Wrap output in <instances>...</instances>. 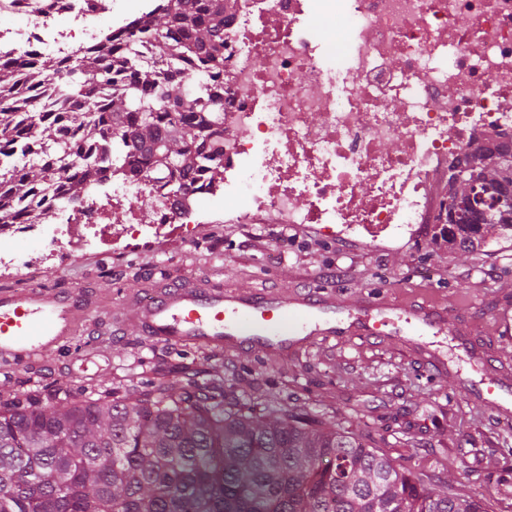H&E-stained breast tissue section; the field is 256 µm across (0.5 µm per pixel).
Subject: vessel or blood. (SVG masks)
Returning <instances> with one entry per match:
<instances>
[{"label":"vessel or blood","mask_w":512,"mask_h":512,"mask_svg":"<svg viewBox=\"0 0 512 512\" xmlns=\"http://www.w3.org/2000/svg\"><path fill=\"white\" fill-rule=\"evenodd\" d=\"M390 301L368 296L358 305L336 302L324 290L289 294L220 286L184 284L154 290L136 301L129 313L143 335L173 347H209L240 352L260 351L277 358L297 346L364 331L379 333L389 320ZM89 311L86 295L39 286L0 289V360L23 363L59 350ZM405 322L419 330L453 335L457 329L447 310L414 305L400 310ZM474 395L503 416L501 404L512 394V380L499 379L493 389L473 387Z\"/></svg>","instance_id":"1"}]
</instances>
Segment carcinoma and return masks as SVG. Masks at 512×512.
<instances>
[{
  "mask_svg": "<svg viewBox=\"0 0 512 512\" xmlns=\"http://www.w3.org/2000/svg\"><path fill=\"white\" fill-rule=\"evenodd\" d=\"M230 0H160L152 17L67 64L40 56L26 84L0 62V228L65 177L78 204L104 152L151 154L174 196L224 158V27ZM49 95L35 100L31 91ZM470 183L448 174L435 238L481 246L478 223L512 236V141L466 145ZM0 512H488L395 464L361 434L310 426L258 399L227 401L198 374L178 391L134 384L63 406L0 403Z\"/></svg>",
  "mask_w": 512,
  "mask_h": 512,
  "instance_id": "carcinoma-1",
  "label": "carcinoma"
}]
</instances>
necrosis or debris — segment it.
<instances>
[{"label": "necrosis or debris", "instance_id": "1", "mask_svg": "<svg viewBox=\"0 0 512 512\" xmlns=\"http://www.w3.org/2000/svg\"><path fill=\"white\" fill-rule=\"evenodd\" d=\"M153 6L0 0V14L28 17L25 27H0V58L74 60ZM230 14L216 180L176 202L105 167L81 206L60 192L45 205V223L5 227L38 237L42 249L36 259L0 250V273L32 279L38 263L111 244L112 204L138 233L192 223L221 194L249 196V208L230 214L237 223L268 212L328 236L411 234L433 223L434 192L466 144L512 139V0H235ZM340 22L347 39L333 54L318 27Z\"/></svg>", "mask_w": 512, "mask_h": 512}]
</instances>
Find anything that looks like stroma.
<instances>
[{
  "label": "stroma",
  "mask_w": 512,
  "mask_h": 512,
  "mask_svg": "<svg viewBox=\"0 0 512 512\" xmlns=\"http://www.w3.org/2000/svg\"><path fill=\"white\" fill-rule=\"evenodd\" d=\"M267 242L251 253L252 235ZM193 278L255 291L328 287L339 300L373 293L401 306L448 309L469 327L480 356L463 361L450 337L428 348L408 337L355 335L317 342L283 360L193 347L175 348L123 328L116 319L135 299L167 283ZM49 289H79L91 317L57 353L21 366L0 364V399L32 389L75 398L130 381L177 387L185 367L221 365L227 392L261 394L309 420L371 436L396 463L435 485L512 512V423L470 397L462 380L491 370L512 372V240L489 236L481 250L457 255L432 242L431 232L397 239H328L317 227L283 231L278 224H228L224 203L201 223L160 237L142 236L67 264L41 265ZM447 361L440 372L432 355Z\"/></svg>",
  "instance_id": "35a3bbf8"
}]
</instances>
